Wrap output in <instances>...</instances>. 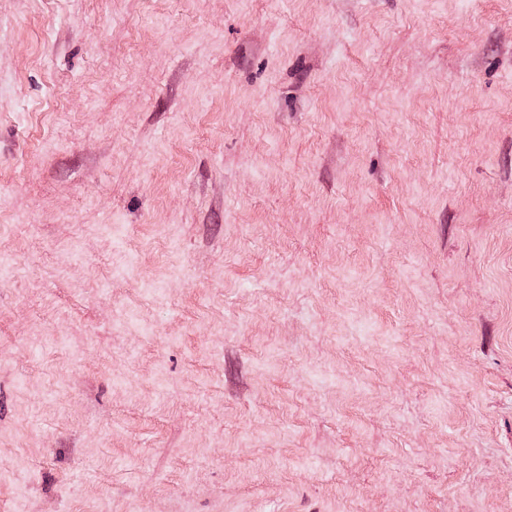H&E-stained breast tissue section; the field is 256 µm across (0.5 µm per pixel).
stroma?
Wrapping results in <instances>:
<instances>
[{"instance_id":"35a3bbf8","label":"stroma","mask_w":512,"mask_h":512,"mask_svg":"<svg viewBox=\"0 0 512 512\" xmlns=\"http://www.w3.org/2000/svg\"><path fill=\"white\" fill-rule=\"evenodd\" d=\"M0 512H512V0H0Z\"/></svg>"}]
</instances>
